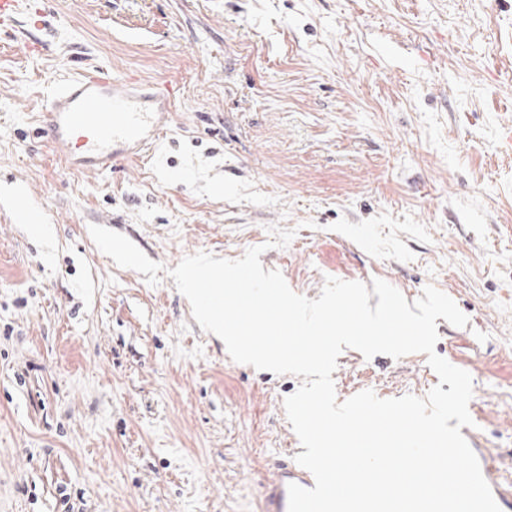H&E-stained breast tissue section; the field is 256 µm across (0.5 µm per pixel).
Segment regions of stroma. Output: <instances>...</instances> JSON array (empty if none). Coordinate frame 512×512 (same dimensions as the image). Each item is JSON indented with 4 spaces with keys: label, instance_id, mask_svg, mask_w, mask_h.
Here are the masks:
<instances>
[{
    "label": "stroma",
    "instance_id": "35a3bbf8",
    "mask_svg": "<svg viewBox=\"0 0 512 512\" xmlns=\"http://www.w3.org/2000/svg\"><path fill=\"white\" fill-rule=\"evenodd\" d=\"M0 29V512H258L300 442L301 380L234 362L98 224L175 268L260 246L318 298L326 277L426 285L469 322L436 352L472 377L462 427L512 480V0H43ZM89 66L171 83L159 156L77 172L40 132ZM40 210L32 236L15 193ZM295 229L272 247L268 226ZM338 400L426 396L427 357L344 349Z\"/></svg>",
    "mask_w": 512,
    "mask_h": 512
}]
</instances>
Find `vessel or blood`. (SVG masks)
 Returning <instances> with one entry per match:
<instances>
[{
  "instance_id": "1",
  "label": "vessel or blood",
  "mask_w": 512,
  "mask_h": 512,
  "mask_svg": "<svg viewBox=\"0 0 512 512\" xmlns=\"http://www.w3.org/2000/svg\"><path fill=\"white\" fill-rule=\"evenodd\" d=\"M40 0H0V28L38 27ZM167 83L116 78L89 67L51 93L43 114L44 133L54 152L76 171H105L133 160L161 140L173 110ZM313 487V475L289 461L267 484L261 512H288V486Z\"/></svg>"
}]
</instances>
